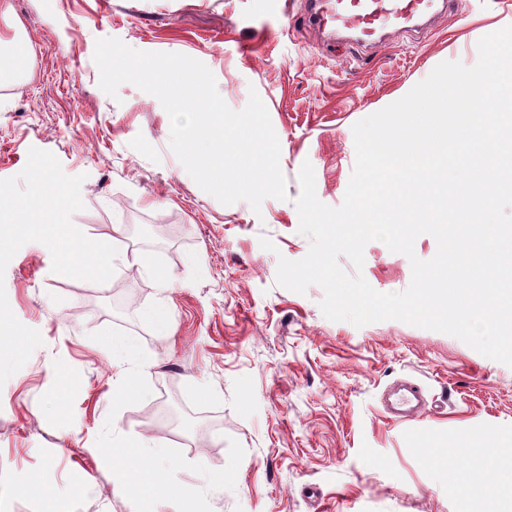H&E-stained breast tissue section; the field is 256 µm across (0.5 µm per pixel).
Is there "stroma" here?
<instances>
[{
	"label": "stroma",
	"instance_id": "35a3bbf8",
	"mask_svg": "<svg viewBox=\"0 0 512 512\" xmlns=\"http://www.w3.org/2000/svg\"><path fill=\"white\" fill-rule=\"evenodd\" d=\"M0 43L26 40L19 74L0 81V179L30 148L83 176L72 224L98 241L121 225L106 283L58 275L42 244L9 262V306L42 346L0 386V512H145L126 491L113 445L159 438L165 465L194 512H460L425 449L471 481L512 455V367L456 337L397 320L362 327L322 314L320 287L276 282L279 258H303L294 205L303 163L316 195L339 206L356 159L353 125L405 96L439 63L473 66L477 43L512 26V0H455L423 33L373 48L337 44L308 21L306 0H12ZM181 53L214 74L235 111L250 91L280 144L286 200L221 204L169 148L160 101L125 83L99 86L96 42ZM274 250H266L261 238ZM376 291L401 292L409 259L380 241L364 248ZM170 312L159 335L144 315ZM134 340L126 374L112 337ZM418 382L425 406L391 420L385 395ZM493 435L496 449H460Z\"/></svg>",
	"mask_w": 512,
	"mask_h": 512
}]
</instances>
